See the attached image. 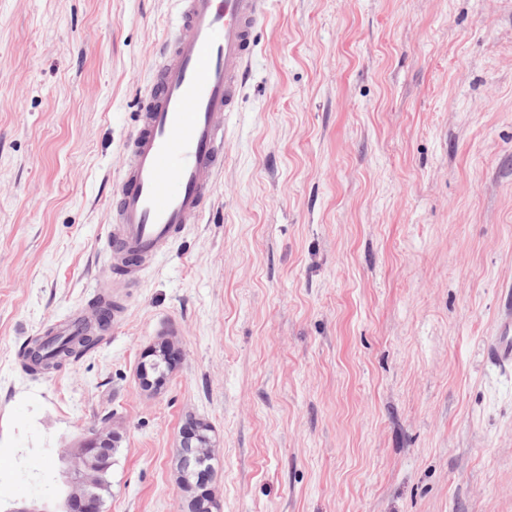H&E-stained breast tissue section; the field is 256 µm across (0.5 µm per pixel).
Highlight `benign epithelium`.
Masks as SVG:
<instances>
[{
	"label": "benign epithelium",
	"mask_w": 512,
	"mask_h": 512,
	"mask_svg": "<svg viewBox=\"0 0 512 512\" xmlns=\"http://www.w3.org/2000/svg\"><path fill=\"white\" fill-rule=\"evenodd\" d=\"M180 358L175 343L164 340L145 351L138 369L142 389L150 394L162 390L167 376L163 368L174 369ZM118 435L109 427L93 430L65 456L66 497L62 512H99L102 497L98 492L100 476L111 464V452ZM210 427L204 422L185 427L177 458L179 477L185 490L194 493L190 512H213L216 503L209 493V482L199 469L185 466L187 460L212 454Z\"/></svg>",
	"instance_id": "benign-epithelium-1"
}]
</instances>
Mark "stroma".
<instances>
[{
  "label": "stroma",
  "mask_w": 512,
  "mask_h": 512,
  "mask_svg": "<svg viewBox=\"0 0 512 512\" xmlns=\"http://www.w3.org/2000/svg\"><path fill=\"white\" fill-rule=\"evenodd\" d=\"M176 0H0V506L63 507L59 458L121 439L103 512H512V0H267L200 223L114 285L112 201ZM94 348L32 341L96 298ZM181 361L143 391L144 351ZM487 361L506 372L512 370V309L509 306L499 318L498 334L484 347ZM74 319L59 324L53 329H48L51 330L50 335L56 336L53 341L54 347L49 353L44 351L45 344L41 342L35 343L34 346L28 349L26 357L33 361L35 365L33 370H49L58 367L95 345L97 342L95 332L96 329L100 328L101 319L96 324L86 323L77 336H70L77 332L81 323L75 321L72 324ZM210 427L204 422L195 423L193 426L185 427L182 442L177 458V467L180 470L179 477L186 491L194 492L190 501L191 512H212L216 503L208 490V481H204V473H200V468L189 469L185 466L187 460L192 458L211 455L213 448L212 437L210 436Z\"/></svg>",
  "instance_id": "35a3bbf8"
}]
</instances>
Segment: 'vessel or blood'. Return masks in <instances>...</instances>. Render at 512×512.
<instances>
[{
  "mask_svg": "<svg viewBox=\"0 0 512 512\" xmlns=\"http://www.w3.org/2000/svg\"><path fill=\"white\" fill-rule=\"evenodd\" d=\"M177 3L112 204L110 248L127 282L201 219L224 168V125L244 94L266 0ZM484 351L491 365L512 370L511 308Z\"/></svg>",
  "mask_w": 512,
  "mask_h": 512,
  "instance_id": "b4317fda",
  "label": "vessel or blood"
}]
</instances>
